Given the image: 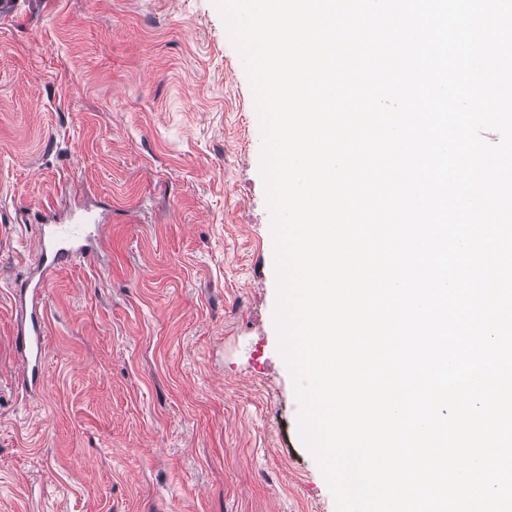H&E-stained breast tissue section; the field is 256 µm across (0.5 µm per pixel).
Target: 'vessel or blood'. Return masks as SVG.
Returning <instances> with one entry per match:
<instances>
[{"label": "vessel or blood", "mask_w": 512, "mask_h": 512, "mask_svg": "<svg viewBox=\"0 0 512 512\" xmlns=\"http://www.w3.org/2000/svg\"><path fill=\"white\" fill-rule=\"evenodd\" d=\"M84 225L55 224L40 231L41 277L36 283L27 284L25 292L30 300L31 312H39L48 283L57 267L66 263L73 255H82L91 261L96 257L94 249L84 242ZM44 330L40 321L32 319L21 328L20 349L23 371L32 377L41 374Z\"/></svg>", "instance_id": "vessel-or-blood-1"}]
</instances>
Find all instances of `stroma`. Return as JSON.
Returning a JSON list of instances; mask_svg holds the SVG:
<instances>
[{
  "instance_id": "stroma-1",
  "label": "stroma",
  "mask_w": 512,
  "mask_h": 512,
  "mask_svg": "<svg viewBox=\"0 0 512 512\" xmlns=\"http://www.w3.org/2000/svg\"><path fill=\"white\" fill-rule=\"evenodd\" d=\"M211 0H17L0 14V512H336L273 326L262 141ZM52 277L37 390L20 285ZM84 233L83 224H54L52 227L41 228V277L35 284L27 282L24 287L26 289L23 294H28L30 300V315L28 323L25 319L22 320L20 337L21 367L24 372L30 371L32 380L39 378L41 374L45 336L37 312L44 302L45 288L52 274L57 267L66 263L75 254H81L87 261L96 258L94 249L83 244Z\"/></svg>"
}]
</instances>
